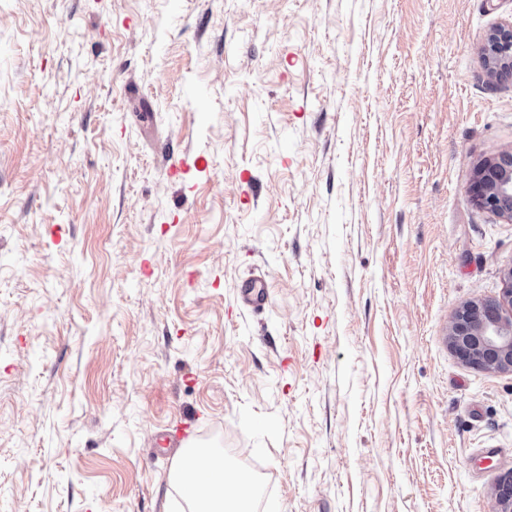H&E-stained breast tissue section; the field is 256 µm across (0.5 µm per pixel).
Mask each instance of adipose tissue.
Instances as JSON below:
<instances>
[{"mask_svg":"<svg viewBox=\"0 0 512 512\" xmlns=\"http://www.w3.org/2000/svg\"><path fill=\"white\" fill-rule=\"evenodd\" d=\"M175 471L192 487L194 512H252L256 483L249 472L226 466L223 458L202 450L181 457Z\"/></svg>","mask_w":512,"mask_h":512,"instance_id":"1","label":"adipose tissue"}]
</instances>
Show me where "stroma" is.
<instances>
[{
    "instance_id": "obj_1",
    "label": "stroma",
    "mask_w": 512,
    "mask_h": 512,
    "mask_svg": "<svg viewBox=\"0 0 512 512\" xmlns=\"http://www.w3.org/2000/svg\"><path fill=\"white\" fill-rule=\"evenodd\" d=\"M510 22L0 0V512H190L152 446L177 418L261 478L255 512H495L512 368L446 330L512 266L469 193L512 153V77L476 50ZM269 299V285L263 277H247L237 285L236 302L241 308L258 312L267 307Z\"/></svg>"
}]
</instances>
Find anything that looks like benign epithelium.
Masks as SVG:
<instances>
[{
  "label": "benign epithelium",
  "instance_id": "1",
  "mask_svg": "<svg viewBox=\"0 0 512 512\" xmlns=\"http://www.w3.org/2000/svg\"><path fill=\"white\" fill-rule=\"evenodd\" d=\"M479 53L490 79L512 73V24L486 34ZM469 192L477 207L512 221V153L480 166ZM503 280L506 288L499 299L464 306L448 328L455 348L489 369L512 367V321L502 317L512 309V266L504 271Z\"/></svg>",
  "mask_w": 512,
  "mask_h": 512
}]
</instances>
